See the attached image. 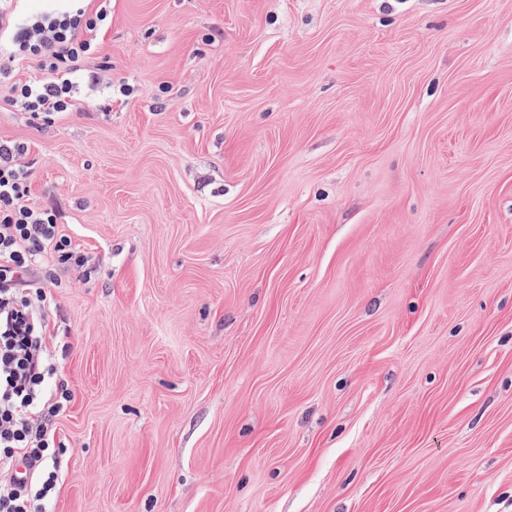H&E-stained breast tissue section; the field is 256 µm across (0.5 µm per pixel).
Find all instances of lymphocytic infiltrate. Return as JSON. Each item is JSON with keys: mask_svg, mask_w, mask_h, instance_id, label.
Instances as JSON below:
<instances>
[{"mask_svg": "<svg viewBox=\"0 0 512 512\" xmlns=\"http://www.w3.org/2000/svg\"><path fill=\"white\" fill-rule=\"evenodd\" d=\"M108 19L106 6L93 8L88 0L32 15L21 14L13 0H0V49L40 73L11 86V104L47 123L79 111L77 87L98 82L83 63L97 54ZM25 153L23 144L0 140V512H47L57 486L58 474L46 463L64 448L53 424L71 395L51 383L56 368L45 345L50 286L54 266L84 264L60 233L55 211L29 203Z\"/></svg>", "mask_w": 512, "mask_h": 512, "instance_id": "1", "label": "lymphocytic infiltrate"}]
</instances>
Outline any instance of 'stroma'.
<instances>
[{"label":"stroma","mask_w":512,"mask_h":512,"mask_svg":"<svg viewBox=\"0 0 512 512\" xmlns=\"http://www.w3.org/2000/svg\"><path fill=\"white\" fill-rule=\"evenodd\" d=\"M0 138L87 263L50 512H512V0H111Z\"/></svg>","instance_id":"obj_1"}]
</instances>
